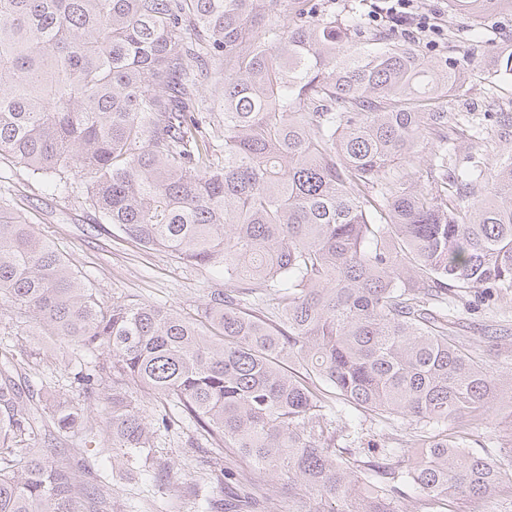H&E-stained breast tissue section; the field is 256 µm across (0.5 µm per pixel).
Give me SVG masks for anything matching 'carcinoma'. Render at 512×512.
<instances>
[{"label":"carcinoma","instance_id":"cac0c4a2","mask_svg":"<svg viewBox=\"0 0 512 512\" xmlns=\"http://www.w3.org/2000/svg\"><path fill=\"white\" fill-rule=\"evenodd\" d=\"M0 0V156L85 203L145 249L218 267L227 288L185 317L105 300L0 193V300L21 344L0 352V512H112L80 462L52 466V441L92 432L84 404L49 386L24 399L14 373L29 337L107 355L74 370L104 387L130 465L154 450L136 390L215 446L299 480L321 512H395L404 448L336 444L347 408L425 430L403 482L434 505L479 503L512 486V458L465 448L512 370L465 348L451 316L468 289L512 294V149L490 177L450 164L448 133L470 119L436 106L460 84L410 45L301 0ZM477 14L512 0H448ZM197 67H192V63ZM209 81L218 97L199 92ZM430 180L416 159L427 139ZM463 428L448 431V423Z\"/></svg>","mask_w":512,"mask_h":512}]
</instances>
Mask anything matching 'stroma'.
I'll return each mask as SVG.
<instances>
[{
	"label": "stroma",
	"instance_id": "1",
	"mask_svg": "<svg viewBox=\"0 0 512 512\" xmlns=\"http://www.w3.org/2000/svg\"><path fill=\"white\" fill-rule=\"evenodd\" d=\"M447 3L421 0L425 11L438 14L443 33L433 42L419 37L414 45L427 59L439 64L448 61L466 71L465 83L440 104L474 118L479 139L459 142L457 159L460 164L487 170L497 153L512 146L501 139L497 122L498 113L512 116V74L497 70L501 47L512 46V13L478 18L451 11ZM3 186L8 187L15 209L25 214L36 231L56 245L72 268L87 277L104 298H131L192 312L211 291L224 286L221 271L182 264L165 251L142 248L114 225L98 223L94 211L84 203L83 188L62 198L45 184L29 179L24 168L11 159L0 157ZM482 296V288L470 289L454 315L457 336L473 349L484 348L485 326L512 328V296L489 306L483 305ZM39 347L37 362L26 369L27 386L36 391L55 381L62 390H69L66 372L76 364L71 349L47 338ZM140 400L149 421L167 420L169 429L158 436L153 460L135 477L114 478L112 460L84 446L81 436L57 442L58 458H82L87 478L111 482L114 512H204L210 499L223 502L224 512H235L239 496L247 489L258 500L256 512H318L319 498L301 482L258 471L229 449L224 452L223 483L204 481L212 453L207 448H188L193 424L172 401L151 393L141 394ZM345 420L361 429L363 442L400 449L393 467L399 472L409 469L413 451L420 446L414 427L396 420L380 422L353 410ZM465 444L479 452L512 455V403L497 404L492 418L470 428ZM170 472L178 473L179 481L167 482L165 476Z\"/></svg>",
	"mask_w": 512,
	"mask_h": 512
}]
</instances>
